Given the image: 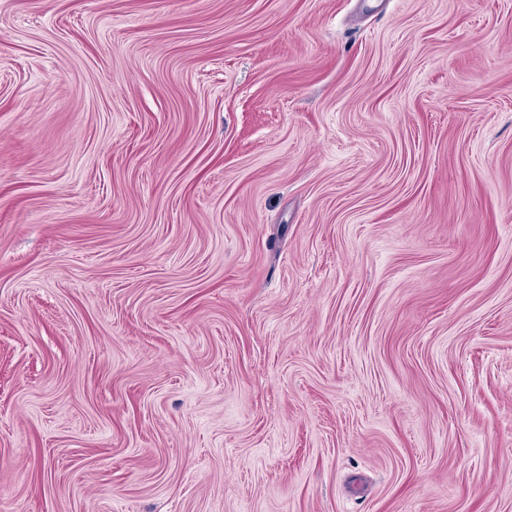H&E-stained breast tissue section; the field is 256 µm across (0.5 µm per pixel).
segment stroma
Here are the masks:
<instances>
[{"label":"stroma","mask_w":512,"mask_h":512,"mask_svg":"<svg viewBox=\"0 0 512 512\" xmlns=\"http://www.w3.org/2000/svg\"><path fill=\"white\" fill-rule=\"evenodd\" d=\"M0 512H512V0H0Z\"/></svg>","instance_id":"1"}]
</instances>
